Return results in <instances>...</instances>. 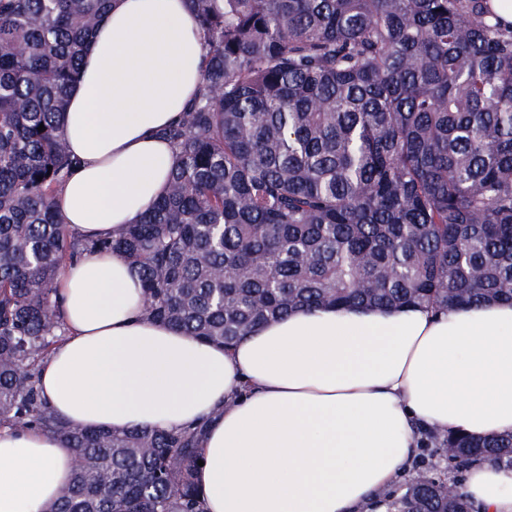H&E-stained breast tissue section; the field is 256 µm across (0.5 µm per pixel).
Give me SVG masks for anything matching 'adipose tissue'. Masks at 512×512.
<instances>
[{"instance_id":"obj_1","label":"adipose tissue","mask_w":512,"mask_h":512,"mask_svg":"<svg viewBox=\"0 0 512 512\" xmlns=\"http://www.w3.org/2000/svg\"><path fill=\"white\" fill-rule=\"evenodd\" d=\"M203 55L187 0H112L62 122L74 165L54 203L73 233L111 235L165 193L166 132ZM57 289L66 332L38 383L50 409L94 428L207 421L194 476L207 512H363L407 468L419 429L512 432L510 301L297 310L227 350L145 319L121 253L83 256ZM74 461L59 439L0 428V512H44ZM460 490L480 512H512V470L473 465Z\"/></svg>"}]
</instances>
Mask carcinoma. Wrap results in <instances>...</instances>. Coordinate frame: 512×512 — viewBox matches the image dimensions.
<instances>
[{
    "mask_svg": "<svg viewBox=\"0 0 512 512\" xmlns=\"http://www.w3.org/2000/svg\"><path fill=\"white\" fill-rule=\"evenodd\" d=\"M188 2L206 52L165 132L167 191L81 238L53 204L72 164L61 124L110 0H0V425L76 457L44 512H204L207 422L104 431L40 396L65 334L55 282L77 254L123 253L148 318L226 348L296 309L512 301V25L490 0ZM423 447L451 473L512 469V433L430 432ZM385 505L479 512L417 465Z\"/></svg>",
    "mask_w": 512,
    "mask_h": 512,
    "instance_id": "obj_1",
    "label": "carcinoma"
}]
</instances>
